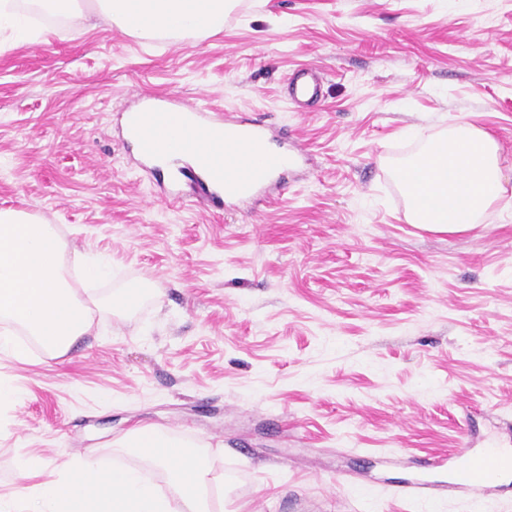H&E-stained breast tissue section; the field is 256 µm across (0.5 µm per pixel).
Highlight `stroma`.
Listing matches in <instances>:
<instances>
[{"label":"stroma","instance_id":"obj_1","mask_svg":"<svg viewBox=\"0 0 512 512\" xmlns=\"http://www.w3.org/2000/svg\"><path fill=\"white\" fill-rule=\"evenodd\" d=\"M0 35V208L106 258L92 335L52 358L0 354V490L143 424L223 448L228 512H472L398 494L411 460L512 448V0H239L180 45L33 16ZM319 70L308 111L287 78ZM177 96L264 119L305 154L252 209L167 199L121 114ZM489 133L504 193L463 234L411 224L395 171L449 128Z\"/></svg>","mask_w":512,"mask_h":512}]
</instances>
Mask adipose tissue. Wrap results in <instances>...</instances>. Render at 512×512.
<instances>
[{"label": "adipose tissue", "mask_w": 512, "mask_h": 512, "mask_svg": "<svg viewBox=\"0 0 512 512\" xmlns=\"http://www.w3.org/2000/svg\"><path fill=\"white\" fill-rule=\"evenodd\" d=\"M35 2L77 27L93 14L132 36L154 40L216 34L234 0ZM499 151L487 132L471 126L431 140L396 173L412 223L445 233L473 229L479 213L504 191ZM113 446L167 473L169 492H161L139 468H102L92 453L66 459L47 480L34 458L22 464L19 483L0 491V512H225L221 450H194L146 425Z\"/></svg>", "instance_id": "1"}]
</instances>
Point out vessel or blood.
Wrapping results in <instances>:
<instances>
[{
	"instance_id": "obj_1",
	"label": "vessel or blood",
	"mask_w": 512,
	"mask_h": 512,
	"mask_svg": "<svg viewBox=\"0 0 512 512\" xmlns=\"http://www.w3.org/2000/svg\"><path fill=\"white\" fill-rule=\"evenodd\" d=\"M322 79L313 69H300L288 80L286 96L295 105L316 98ZM159 109L183 113L207 151L192 152L189 168L200 188L199 200L213 208H242L270 197L288 179V170L297 163L288 153L269 155L257 163L254 148L284 139L282 130L261 120L209 107L184 103L178 97H162ZM123 133L135 140L140 160H148L162 150L145 104L133 106L123 115ZM447 478H439L436 465L422 462L414 478L402 485L403 494L418 503L435 502L441 492L465 501L478 512H491L505 487L498 481L504 469L512 470V448H455L443 460Z\"/></svg>"
}]
</instances>
